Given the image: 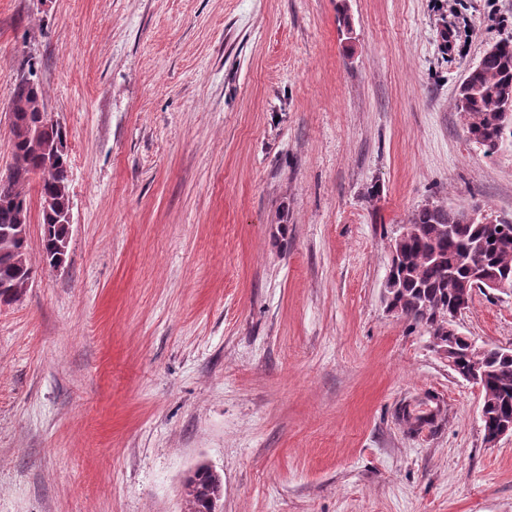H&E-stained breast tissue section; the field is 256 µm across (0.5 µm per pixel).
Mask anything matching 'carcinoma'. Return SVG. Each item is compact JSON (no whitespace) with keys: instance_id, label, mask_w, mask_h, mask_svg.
<instances>
[{"instance_id":"1","label":"carcinoma","mask_w":512,"mask_h":512,"mask_svg":"<svg viewBox=\"0 0 512 512\" xmlns=\"http://www.w3.org/2000/svg\"><path fill=\"white\" fill-rule=\"evenodd\" d=\"M498 48L486 53L469 71L456 107L465 121L468 138L492 156L502 126L512 122V104L505 94L512 92V40L502 39ZM36 62L26 58L16 82L11 105L16 124L35 126L42 121L39 101L41 87L32 79ZM17 164L7 179L0 178V231L17 224L19 209H29L26 188L37 182L40 198L52 197L61 207L67 202L70 182L69 156L54 162L34 148L20 132H12ZM41 224L53 226L56 234L67 232L62 210L41 211ZM18 240L0 234V303L12 304L24 292L29 270L5 260L6 254L19 248ZM399 261L391 294L400 315L424 328L434 345L453 343L456 350L454 373L458 376L472 366L482 368L478 385L486 397L484 428L512 419V348H479L467 336L448 335V313L462 297H472L478 281L467 267L468 254H477L488 271L512 280V224L494 234L481 224H471L461 210L425 204L409 219L407 233L392 244ZM210 467L199 464L186 478L183 512H215Z\"/></svg>"}]
</instances>
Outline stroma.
Masks as SVG:
<instances>
[{
	"label": "stroma",
	"instance_id": "stroma-1",
	"mask_svg": "<svg viewBox=\"0 0 512 512\" xmlns=\"http://www.w3.org/2000/svg\"><path fill=\"white\" fill-rule=\"evenodd\" d=\"M512 0H0V176L23 57L70 158L63 267L0 305V512H512V437L387 309L427 203L512 218V132L456 108ZM460 331L512 347V293ZM426 418L409 432L406 414ZM210 467L199 464L186 478L183 493V512H215L217 502Z\"/></svg>",
	"mask_w": 512,
	"mask_h": 512
}]
</instances>
